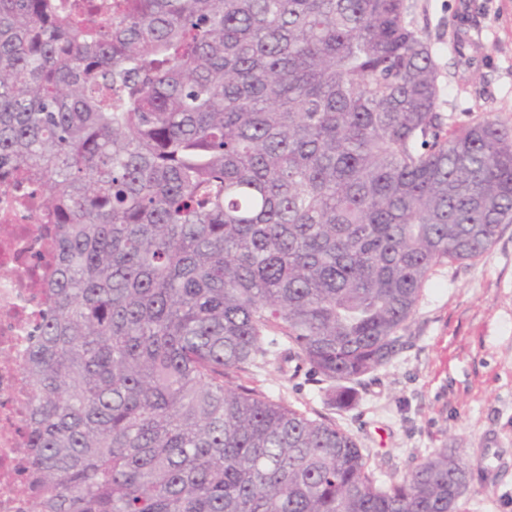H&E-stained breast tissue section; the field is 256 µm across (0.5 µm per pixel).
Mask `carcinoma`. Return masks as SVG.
I'll return each instance as SVG.
<instances>
[{
	"label": "carcinoma",
	"mask_w": 512,
	"mask_h": 512,
	"mask_svg": "<svg viewBox=\"0 0 512 512\" xmlns=\"http://www.w3.org/2000/svg\"><path fill=\"white\" fill-rule=\"evenodd\" d=\"M0 0V173L56 253L28 359L34 512H461L335 422L229 386L390 363L435 266L512 224V127L453 128L406 0Z\"/></svg>",
	"instance_id": "cac0c4a2"
}]
</instances>
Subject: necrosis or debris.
Returning a JSON list of instances; mask_svg holds the SVG:
<instances>
[{"mask_svg":"<svg viewBox=\"0 0 512 512\" xmlns=\"http://www.w3.org/2000/svg\"><path fill=\"white\" fill-rule=\"evenodd\" d=\"M40 214L0 182V512H31L26 496L23 421L29 408L26 361L32 328L47 303L52 269Z\"/></svg>","mask_w":512,"mask_h":512,"instance_id":"obj_1","label":"necrosis or debris"}]
</instances>
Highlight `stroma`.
I'll return each instance as SVG.
<instances>
[{"label":"stroma","mask_w":512,"mask_h":512,"mask_svg":"<svg viewBox=\"0 0 512 512\" xmlns=\"http://www.w3.org/2000/svg\"><path fill=\"white\" fill-rule=\"evenodd\" d=\"M407 19L432 48L439 110L450 122L490 112L512 125V0H407ZM404 346L352 383L251 367L241 383L270 399L326 416L369 454L379 480L403 476L438 448L466 449L473 464L463 512H512V224L472 261L437 266Z\"/></svg>","instance_id":"35a3bbf8"}]
</instances>
